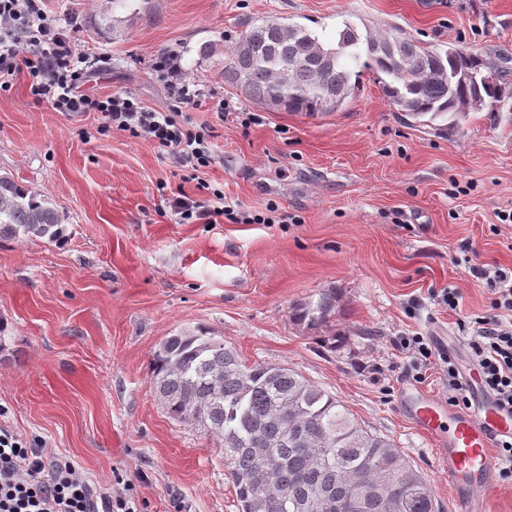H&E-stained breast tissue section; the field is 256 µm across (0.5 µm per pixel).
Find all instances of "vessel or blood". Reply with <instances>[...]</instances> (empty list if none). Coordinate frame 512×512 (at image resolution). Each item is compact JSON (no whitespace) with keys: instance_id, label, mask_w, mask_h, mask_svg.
<instances>
[{"instance_id":"1","label":"vessel or blood","mask_w":512,"mask_h":512,"mask_svg":"<svg viewBox=\"0 0 512 512\" xmlns=\"http://www.w3.org/2000/svg\"><path fill=\"white\" fill-rule=\"evenodd\" d=\"M404 401L419 429L437 442L457 489L469 496L490 491L496 467L491 450L496 440L512 438V412L484 392L472 415L452 411L445 400L415 388L405 390Z\"/></svg>"}]
</instances>
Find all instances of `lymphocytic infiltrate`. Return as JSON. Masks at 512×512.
Masks as SVG:
<instances>
[{"instance_id":"obj_1","label":"lymphocytic infiltrate","mask_w":512,"mask_h":512,"mask_svg":"<svg viewBox=\"0 0 512 512\" xmlns=\"http://www.w3.org/2000/svg\"><path fill=\"white\" fill-rule=\"evenodd\" d=\"M153 69L165 82L171 104L159 112L132 97L84 93L93 72L88 55L76 47L51 19L43 0H0V94L12 90L17 73L26 72L34 101L49 104L66 116L94 112L105 128L168 149L180 170L198 174L212 161L203 127L182 120L183 108L196 104L200 90L187 78L178 51L162 53ZM474 277L490 279L492 316L461 321L470 335L472 362L484 389L512 410V273L470 268ZM0 512H146L132 485L108 492L93 487L68 463L48 459L43 449L0 428Z\"/></svg>"}]
</instances>
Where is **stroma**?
<instances>
[{
	"instance_id": "1",
	"label": "stroma",
	"mask_w": 512,
	"mask_h": 512,
	"mask_svg": "<svg viewBox=\"0 0 512 512\" xmlns=\"http://www.w3.org/2000/svg\"><path fill=\"white\" fill-rule=\"evenodd\" d=\"M70 39L104 61L90 91L158 110L155 58L180 51L203 91L186 109L212 131L213 162L183 180L167 150L67 118L29 95L0 96V174L54 206L59 241L0 243V419L41 440L97 488L123 477L148 512H239L221 440L172 419L150 379L159 342L203 326L249 364L283 366L327 391L398 448L460 512L435 442L414 426L402 384L447 397L439 362L416 373L404 336L431 338L468 367L459 321L492 315L469 262L512 270V112L447 119L397 112L378 73L337 112H272L224 81L244 21L275 17L334 38L343 22L394 27L431 48L512 56V0H44ZM213 53L202 54L205 45ZM224 193L234 219L184 224L171 201ZM275 206L281 224L251 216ZM335 289L336 335L293 325L292 306ZM461 295L456 311L445 289Z\"/></svg>"
}]
</instances>
